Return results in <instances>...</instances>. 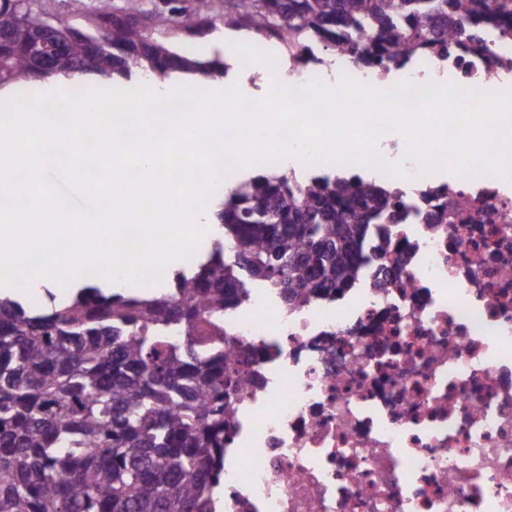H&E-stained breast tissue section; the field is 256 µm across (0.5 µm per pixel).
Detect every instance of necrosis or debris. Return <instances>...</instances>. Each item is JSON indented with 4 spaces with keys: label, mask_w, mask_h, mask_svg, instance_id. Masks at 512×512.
Here are the masks:
<instances>
[{
    "label": "necrosis or debris",
    "mask_w": 512,
    "mask_h": 512,
    "mask_svg": "<svg viewBox=\"0 0 512 512\" xmlns=\"http://www.w3.org/2000/svg\"><path fill=\"white\" fill-rule=\"evenodd\" d=\"M386 90L454 82L512 90V34L483 28L447 54L408 51L323 66ZM379 172L408 214L386 268L333 299L284 309L271 289L225 312L224 359L248 361L224 440V512H512V188L499 176L439 179L380 138Z\"/></svg>",
    "instance_id": "obj_1"
}]
</instances>
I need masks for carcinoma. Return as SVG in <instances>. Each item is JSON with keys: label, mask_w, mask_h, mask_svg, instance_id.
<instances>
[{"label": "carcinoma", "mask_w": 512, "mask_h": 512, "mask_svg": "<svg viewBox=\"0 0 512 512\" xmlns=\"http://www.w3.org/2000/svg\"><path fill=\"white\" fill-rule=\"evenodd\" d=\"M12 2L0 0V36L14 46L0 53L1 88L38 76ZM194 2L185 29L212 9ZM121 11L127 21L97 35L98 48L60 51L45 78L224 75L222 60L157 41L140 0ZM224 25L276 37L295 58L317 42L380 63L445 50L471 26L512 29V0H224ZM402 196L345 171L258 175L224 191V240L169 290L88 284L38 311L0 295V512H213L226 415L248 376L224 363L222 319L248 298L242 278L278 289L288 308L343 295L390 253Z\"/></svg>", "instance_id": "cac0c4a2"}]
</instances>
